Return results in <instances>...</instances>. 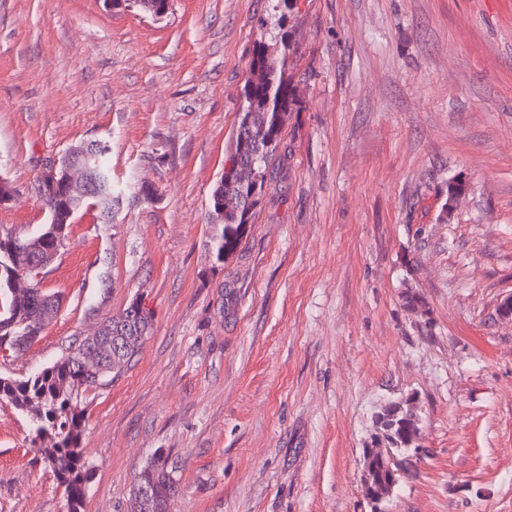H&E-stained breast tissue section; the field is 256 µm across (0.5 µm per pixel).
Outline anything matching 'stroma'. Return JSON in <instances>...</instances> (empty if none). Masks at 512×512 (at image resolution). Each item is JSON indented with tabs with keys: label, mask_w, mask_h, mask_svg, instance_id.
Instances as JSON below:
<instances>
[{
	"label": "stroma",
	"mask_w": 512,
	"mask_h": 512,
	"mask_svg": "<svg viewBox=\"0 0 512 512\" xmlns=\"http://www.w3.org/2000/svg\"><path fill=\"white\" fill-rule=\"evenodd\" d=\"M272 16V0H173L159 20L0 0V233L47 222L43 171L84 141L109 144L117 196L111 223L74 216L37 276L62 306L0 352V377H32L136 299L149 334L86 394L83 512H127L158 453L179 486L168 512H369L373 417L406 397L422 455L393 512H512V0ZM264 43L296 105L220 260L210 199ZM30 439L0 402V512H68Z\"/></svg>",
	"instance_id": "35a3bbf8"
}]
</instances>
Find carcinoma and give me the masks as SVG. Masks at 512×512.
Masks as SVG:
<instances>
[{"instance_id": "cac0c4a2", "label": "carcinoma", "mask_w": 512, "mask_h": 512, "mask_svg": "<svg viewBox=\"0 0 512 512\" xmlns=\"http://www.w3.org/2000/svg\"><path fill=\"white\" fill-rule=\"evenodd\" d=\"M251 69L259 71L257 82L247 85L239 113L238 132L249 141L244 154H231L229 160L241 171H260L261 181L271 177L280 143L283 119L295 106L294 97L284 69L277 61L264 56L253 59ZM90 188L83 193L64 196L46 187L41 190L44 205L50 214L74 215L83 208L97 207L100 214L112 212V175L106 163V155L90 163L87 169ZM211 223L220 227L211 237V243L222 256L233 251L238 244L237 228L250 223L259 197L250 194V184L238 186L219 183L211 196ZM44 239L39 248H32L29 235L0 234V348L20 350L32 345L45 327L47 307L59 308L58 296L41 288L26 298L11 293L6 279L11 272H20L25 278L38 275L42 267L41 257L64 249L68 225H43ZM152 319L140 303L128 305L122 312L102 325V340H112L104 348L99 338L84 339L89 354L102 361L111 353L120 351L131 360L137 346L129 347L126 337L148 335ZM106 372L102 364L88 366L84 360L67 348L65 354L41 377L27 380L0 378V399L15 408L31 413L33 432L31 442L53 435L50 445L39 449L42 460L54 464L53 472L63 487L69 512H81L87 496L91 467L82 447L85 406L84 393L104 384ZM377 415L389 419L392 429L386 436L387 446L394 450L395 461L391 468L397 480L408 474L413 456L409 449L416 447L420 432V418L410 400H399L385 405ZM364 473L369 481L368 491L387 494L388 475L381 472L372 460H364ZM178 492L173 469L167 458L154 456L142 469L129 490V512H165L168 498Z\"/></svg>"}]
</instances>
